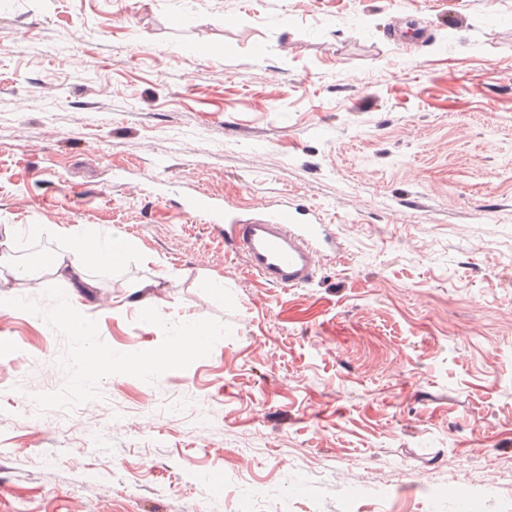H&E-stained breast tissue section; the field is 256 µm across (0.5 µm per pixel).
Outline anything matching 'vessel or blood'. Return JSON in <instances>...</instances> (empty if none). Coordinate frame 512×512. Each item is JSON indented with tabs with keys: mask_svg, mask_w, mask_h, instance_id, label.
I'll use <instances>...</instances> for the list:
<instances>
[{
	"mask_svg": "<svg viewBox=\"0 0 512 512\" xmlns=\"http://www.w3.org/2000/svg\"><path fill=\"white\" fill-rule=\"evenodd\" d=\"M224 238L259 279L281 288L309 283L324 251L338 246L331 225L316 219L297 223L282 207L250 217L229 200L224 203Z\"/></svg>",
	"mask_w": 512,
	"mask_h": 512,
	"instance_id": "obj_1",
	"label": "vessel or blood"
}]
</instances>
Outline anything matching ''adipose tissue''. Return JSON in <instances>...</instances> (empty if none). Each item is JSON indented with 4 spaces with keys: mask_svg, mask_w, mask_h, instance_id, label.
<instances>
[{
    "mask_svg": "<svg viewBox=\"0 0 512 512\" xmlns=\"http://www.w3.org/2000/svg\"><path fill=\"white\" fill-rule=\"evenodd\" d=\"M59 232L70 242L67 253L55 255L51 267L60 276L80 287H87L86 270L90 267L121 266L133 246L123 238L109 239L104 245L92 244L77 226L60 227Z\"/></svg>",
    "mask_w": 512,
    "mask_h": 512,
    "instance_id": "1",
    "label": "adipose tissue"
}]
</instances>
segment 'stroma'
I'll use <instances>...</instances> for the list:
<instances>
[{
    "label": "stroma",
    "instance_id": "stroma-1",
    "mask_svg": "<svg viewBox=\"0 0 512 512\" xmlns=\"http://www.w3.org/2000/svg\"><path fill=\"white\" fill-rule=\"evenodd\" d=\"M228 199L343 251L267 285ZM62 224L135 244L64 289L115 351L131 279L232 333L39 411L66 340L0 306V512H512V0H0V255Z\"/></svg>",
    "mask_w": 512,
    "mask_h": 512
}]
</instances>
